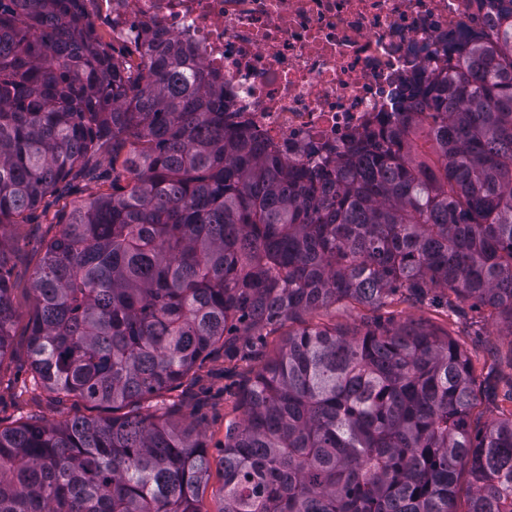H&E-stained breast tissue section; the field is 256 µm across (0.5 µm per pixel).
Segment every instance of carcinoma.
<instances>
[{
	"label": "carcinoma",
	"instance_id": "cac0c4a2",
	"mask_svg": "<svg viewBox=\"0 0 512 512\" xmlns=\"http://www.w3.org/2000/svg\"><path fill=\"white\" fill-rule=\"evenodd\" d=\"M458 69L411 89L333 168L290 166L224 124V83L172 36L112 43L84 0H0V364L13 354L14 229L112 163L30 292L32 380L112 417L0 428V512H201L210 460L175 403L215 351L340 300L474 301L512 336V0ZM451 338L375 323L288 332L241 391L217 512H512V416L472 424Z\"/></svg>",
	"mask_w": 512,
	"mask_h": 512
}]
</instances>
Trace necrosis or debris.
I'll use <instances>...</instances> for the list:
<instances>
[{"label":"necrosis or debris","instance_id":"necrosis-or-debris-1","mask_svg":"<svg viewBox=\"0 0 512 512\" xmlns=\"http://www.w3.org/2000/svg\"><path fill=\"white\" fill-rule=\"evenodd\" d=\"M115 32L159 28L224 79V121L289 162L333 165L401 111L414 80L446 74L489 0H94Z\"/></svg>","mask_w":512,"mask_h":512}]
</instances>
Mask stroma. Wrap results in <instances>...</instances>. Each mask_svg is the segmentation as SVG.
Here are the masks:
<instances>
[{
	"instance_id": "obj_1",
	"label": "stroma",
	"mask_w": 512,
	"mask_h": 512,
	"mask_svg": "<svg viewBox=\"0 0 512 512\" xmlns=\"http://www.w3.org/2000/svg\"><path fill=\"white\" fill-rule=\"evenodd\" d=\"M112 154L103 152L90 175H77L60 182L47 194L13 240L12 279L16 292L13 355L0 364V425L12 426L33 418L55 424L86 414L85 404L73 398L33 387L27 357L26 328L31 315L29 288L36 263L45 245L61 230L57 220L72 204L92 195L112 191ZM423 326L442 337L456 340L466 352L477 376L478 404L473 416L490 422L512 410V337L487 321L482 310L463 306L461 313L430 302L395 298L376 307L341 301L307 313L296 321L268 331L245 358L228 362L223 355L202 361L182 385L170 394L179 403L181 414L193 421L204 435L210 459L209 480L200 496L201 512H217L224 483L222 458L228 421L240 419L239 388L252 372L272 355L288 331L307 325H325L341 330H365L374 320Z\"/></svg>"
}]
</instances>
